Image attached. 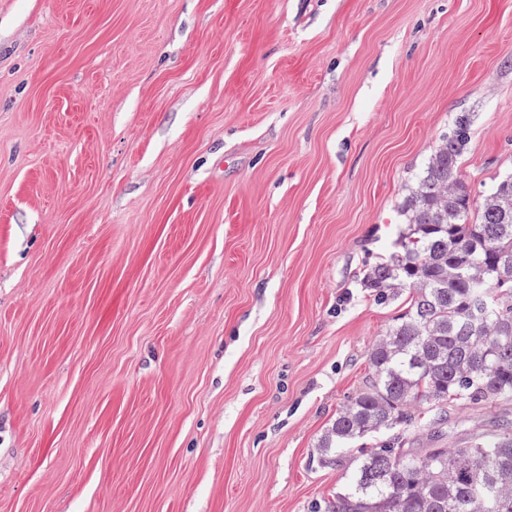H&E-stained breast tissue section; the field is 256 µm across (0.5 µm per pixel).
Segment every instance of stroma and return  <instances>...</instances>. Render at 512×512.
Wrapping results in <instances>:
<instances>
[{
    "label": "stroma",
    "instance_id": "1",
    "mask_svg": "<svg viewBox=\"0 0 512 512\" xmlns=\"http://www.w3.org/2000/svg\"><path fill=\"white\" fill-rule=\"evenodd\" d=\"M512 173V0H0V512H313L406 306L365 271L458 113ZM512 401L409 429L454 448Z\"/></svg>",
    "mask_w": 512,
    "mask_h": 512
}]
</instances>
